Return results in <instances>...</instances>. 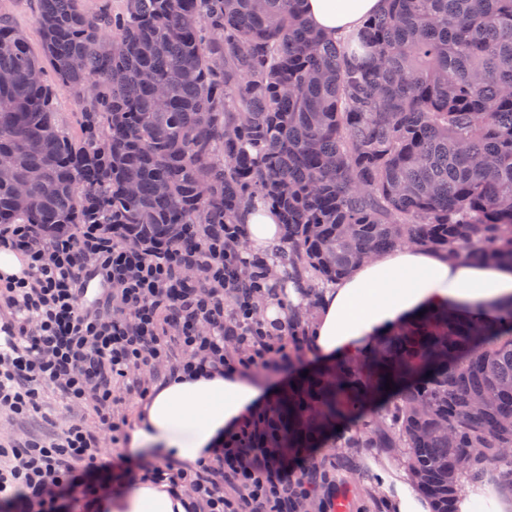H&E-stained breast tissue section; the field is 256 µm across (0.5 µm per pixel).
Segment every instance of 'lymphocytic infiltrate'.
Segmentation results:
<instances>
[{
  "mask_svg": "<svg viewBox=\"0 0 512 512\" xmlns=\"http://www.w3.org/2000/svg\"><path fill=\"white\" fill-rule=\"evenodd\" d=\"M238 224H201L193 243L129 244L121 226L80 224L51 231L39 224H1L0 245L27 260L24 278L0 287L12 318L0 348V411L40 414L43 389L92 405L122 439L115 405L144 398L150 380L179 372L257 368L284 372L264 401L224 436L213 458L197 468L148 462L103 448L99 430L72 425L51 441L29 438L0 447V512H96L97 498L128 477L168 482L185 492L190 512H329L336 486L311 448L284 449L289 395L312 392L313 376L290 367L306 339L298 329L269 325L257 304L268 297L269 264L255 256L248 287L229 274L239 263L229 244ZM105 293L95 314L80 302L85 276Z\"/></svg>",
  "mask_w": 512,
  "mask_h": 512,
  "instance_id": "1",
  "label": "lymphocytic infiltrate"
}]
</instances>
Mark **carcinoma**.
<instances>
[{
  "mask_svg": "<svg viewBox=\"0 0 512 512\" xmlns=\"http://www.w3.org/2000/svg\"><path fill=\"white\" fill-rule=\"evenodd\" d=\"M303 2L40 0L57 88L0 14V224L100 219L157 242L259 197L311 296L406 244L512 265V0H386L337 41ZM59 89L82 106L80 142L57 125ZM502 319L439 309L319 370L288 399V447L341 438L387 394L346 447L402 449L433 512L490 465L512 478V305Z\"/></svg>",
  "mask_w": 512,
  "mask_h": 512,
  "instance_id": "cac0c4a2",
  "label": "carcinoma"
}]
</instances>
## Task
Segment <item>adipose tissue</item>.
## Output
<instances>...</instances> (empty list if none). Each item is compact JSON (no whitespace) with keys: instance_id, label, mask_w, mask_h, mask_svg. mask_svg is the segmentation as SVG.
Masks as SVG:
<instances>
[{"instance_id":"1","label":"adipose tissue","mask_w":512,"mask_h":512,"mask_svg":"<svg viewBox=\"0 0 512 512\" xmlns=\"http://www.w3.org/2000/svg\"><path fill=\"white\" fill-rule=\"evenodd\" d=\"M384 0H305L309 24L329 39L343 37L380 13ZM249 249L268 253L282 239V226L263 202L242 208ZM512 303V266L451 259L441 251L405 246L360 263L323 290L308 339L323 361L356 357L419 313L448 306L494 324ZM260 390L238 371L221 375H176L155 387L130 432V450L178 464L212 458L224 432L258 402ZM188 497L168 484L135 481L104 512H186ZM456 512H512V498L473 483L456 501Z\"/></svg>"}]
</instances>
